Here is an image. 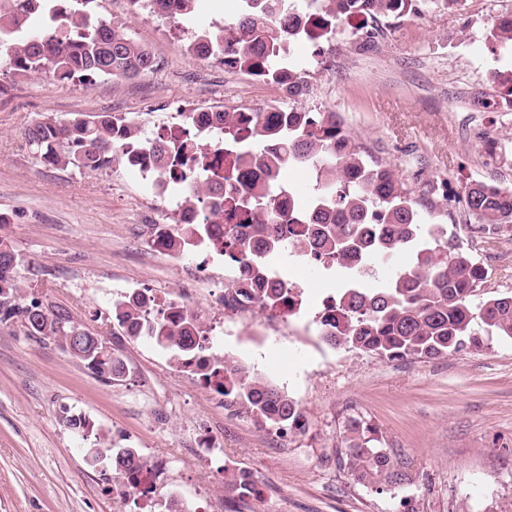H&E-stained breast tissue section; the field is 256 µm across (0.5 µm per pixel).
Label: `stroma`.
Segmentation results:
<instances>
[{
  "mask_svg": "<svg viewBox=\"0 0 512 512\" xmlns=\"http://www.w3.org/2000/svg\"><path fill=\"white\" fill-rule=\"evenodd\" d=\"M237 0H206L203 14L162 28L131 0H91L90 11L155 54L154 73L58 81L0 65V236L22 257L23 301L69 312L125 365L107 381L53 339L0 323V512H211L224 504V472L251 470L260 487L238 512H512V339L479 351L387 361L318 339L313 316L338 277L291 259L278 270L306 283L301 309L280 331L265 312L226 321L214 356L254 369L298 404L303 426L280 435L245 409L227 412L215 387L173 354L124 334L115 302L149 289L184 300L212 325L220 313L184 259L156 246L149 226L172 224L164 194L144 197L125 160L79 172L42 163L26 129L103 112L142 129L175 111L275 104L333 112L369 156L390 167L426 223L443 224L485 267L476 300L512 292V226L482 232L464 204L467 186L512 191V107L482 108L491 73H512V51L485 33L512 0H419L420 17L385 28L362 51L348 24L329 41L294 46L309 90L279 86L184 51L189 36L232 21ZM85 420L75 430L67 416ZM367 424L406 473L398 484L356 481L344 464L351 420ZM134 448L146 464L136 487L112 489L98 443Z\"/></svg>",
  "mask_w": 512,
  "mask_h": 512,
  "instance_id": "stroma-1",
  "label": "stroma"
}]
</instances>
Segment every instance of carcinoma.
<instances>
[{"label":"carcinoma","mask_w":512,"mask_h":512,"mask_svg":"<svg viewBox=\"0 0 512 512\" xmlns=\"http://www.w3.org/2000/svg\"><path fill=\"white\" fill-rule=\"evenodd\" d=\"M68 0H0V52L9 59L13 74L41 73L59 81L102 75L136 77L154 72L158 61L152 51L112 24L96 21ZM201 0H155L176 17L198 13ZM417 0H306V8L288 0H238L234 22L204 28L186 43V53L197 59L218 58L231 72H241L282 86L290 96L306 92L302 70L288 59L284 45L318 43L336 33L342 22L357 21L359 47H377V29L369 22H400L416 17ZM490 50L512 48V14L497 19L486 32ZM208 121L224 126L236 145L226 155L224 173L185 197L188 211H198L196 224H178L160 238L162 247L187 254L196 242L209 240L217 225L207 214L208 195L224 207V242L220 251L232 262H247L255 278L264 280L270 259L289 253L347 277L336 294L326 298L328 315L323 339L386 360L436 359L462 350H480L492 336L512 339V295L492 296L475 304L476 286L485 279L483 267L447 237L442 224H426L420 210L403 190L390 167L366 159V151L347 132L336 113L313 114L302 108L264 110L233 108L212 111ZM136 122L101 113L92 118L39 121L27 130V140L40 160L50 166L78 171L112 168L125 157L123 146L141 140ZM182 141H155L151 161L162 168L179 160ZM319 171L312 204L315 218L306 219V231L285 241L280 226L299 223L294 208L278 194L282 170L288 164ZM236 182L240 189L224 190ZM465 204L486 224H512V191L478 181L465 192ZM412 254V264L398 267L377 288L357 284L361 268L382 263L400 252ZM20 260L7 238L0 236V322L16 320L34 337L59 338L75 322L65 310H47L37 301L20 302ZM249 296L258 291L259 307L288 301V288L278 281L259 290L253 281L236 285ZM149 300L142 294L114 304L113 314L125 334L146 336L171 351L179 364L204 381L216 382L232 399L265 425L280 429L296 425L301 411L285 391L249 369L207 354L203 324L186 311L176 320L150 318ZM347 319L338 329L337 316ZM87 342L73 353L97 375L110 381L123 375V363L100 356L99 337L86 333ZM347 465L360 482H375L385 475L392 482L405 474L390 453L376 445L370 428L361 421L348 425ZM145 459L134 448L115 456L118 474L135 475ZM257 484L244 469L224 475L228 501L256 495Z\"/></svg>","instance_id":"carcinoma-1"}]
</instances>
